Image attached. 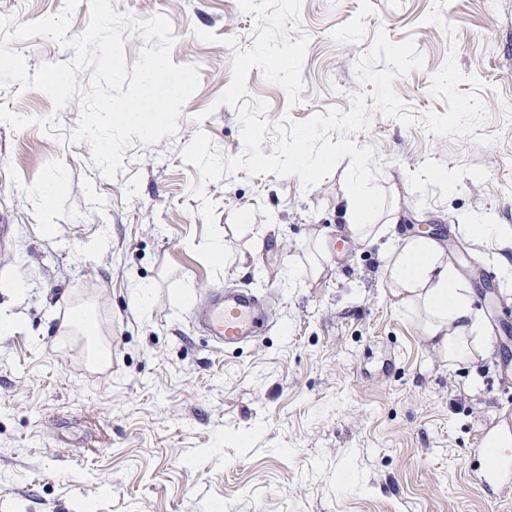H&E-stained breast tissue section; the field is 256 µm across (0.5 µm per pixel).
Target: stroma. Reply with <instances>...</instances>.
Segmentation results:
<instances>
[{
    "label": "stroma",
    "mask_w": 512,
    "mask_h": 512,
    "mask_svg": "<svg viewBox=\"0 0 512 512\" xmlns=\"http://www.w3.org/2000/svg\"><path fill=\"white\" fill-rule=\"evenodd\" d=\"M111 4L165 14L173 63L198 66L201 83L177 132L133 140L112 178L87 142L0 123V306L24 322L0 334V512H512V494L494 503L481 485L487 428L512 432V273L498 241L471 230L512 226V0H303L289 32L309 37L300 102L259 68L247 79L273 123L347 111L376 31L414 39L426 64L393 86L417 124L373 110L353 139L381 165L380 223L392 211L398 236L437 240L476 296L485 344L457 366L392 295L379 245L337 234L350 158L308 190L243 170L204 184L184 163L200 129L223 157L244 150L238 108L217 103L254 41L237 0ZM10 47L32 70L74 56L39 36ZM451 53L485 84L494 143L419 122L448 109L430 85ZM0 105L55 116L66 136L80 115L78 99L57 112L16 82ZM198 183L231 251L217 275L194 252ZM220 287L263 301L257 342L217 350L195 326L193 308Z\"/></svg>",
    "instance_id": "35a3bbf8"
}]
</instances>
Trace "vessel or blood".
<instances>
[{"mask_svg":"<svg viewBox=\"0 0 512 512\" xmlns=\"http://www.w3.org/2000/svg\"><path fill=\"white\" fill-rule=\"evenodd\" d=\"M194 319L212 337L215 347L248 344L259 336L266 322L264 305L251 292L219 288L212 292ZM484 490L502 494L512 485V450L501 449L497 465L487 469L481 480Z\"/></svg>","mask_w":512,"mask_h":512,"instance_id":"1","label":"vessel or blood"}]
</instances>
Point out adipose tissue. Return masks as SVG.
I'll return each mask as SVG.
<instances>
[{"label":"adipose tissue","mask_w":512,"mask_h":512,"mask_svg":"<svg viewBox=\"0 0 512 512\" xmlns=\"http://www.w3.org/2000/svg\"><path fill=\"white\" fill-rule=\"evenodd\" d=\"M372 204L365 184L351 182L336 210L343 223L338 234L369 243L381 232L362 223ZM384 271L392 291L410 312L421 316L425 338L449 363L466 362L472 346L481 344V328L467 289L456 287L451 267L438 245L426 237H397L383 251Z\"/></svg>","instance_id":"obj_1"}]
</instances>
